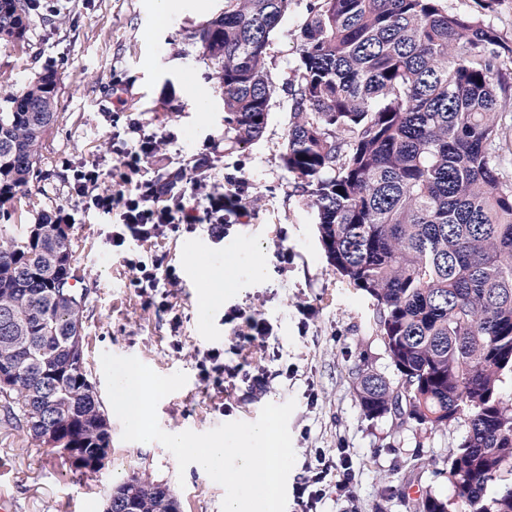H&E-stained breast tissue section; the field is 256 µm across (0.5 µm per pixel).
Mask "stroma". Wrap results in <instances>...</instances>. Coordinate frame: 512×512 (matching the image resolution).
Returning a JSON list of instances; mask_svg holds the SVG:
<instances>
[{"mask_svg":"<svg viewBox=\"0 0 512 512\" xmlns=\"http://www.w3.org/2000/svg\"><path fill=\"white\" fill-rule=\"evenodd\" d=\"M313 3L289 0L266 58L274 88L268 121L261 137L245 146L231 141L222 89L193 38L223 11L224 0H173L164 17L155 0H67L64 13L37 17L24 46L0 45V89L21 90L46 67L60 76L59 118L44 138L29 191L0 210V229L19 232L62 208L70 214L85 365L111 428L103 468L79 470L32 440L0 395V492L15 498L17 512H104L112 488L134 475L166 485L181 512H221L224 489L207 474L191 466L179 470L158 442L144 447L123 441L122 423L110 412L101 363L106 352L136 357L161 375H187L182 389L157 404L167 432L252 423L266 404L295 401L288 427L296 461L288 486L306 477L316 449L332 458L343 446L352 457L348 493L327 486L317 512H407L408 493L426 489L454 501V487L440 470L448 448L463 438L464 424L424 435L398 426L393 416L362 413L357 366L393 382L399 375L377 331L372 299L329 265L306 197L282 160L299 28ZM132 124L162 140L149 172L170 186L169 205L197 184L205 191L241 190L247 212L220 244L202 224L192 233L133 244L135 256H162L180 277L175 285L144 293L133 288L122 255L105 245L103 217L69 195L75 169L94 166L106 174L117 165L112 134ZM284 250L291 254L285 264L278 258ZM199 259L226 269L224 304L207 312L200 307V288L189 282ZM259 266L264 274L257 279ZM231 305L270 320L274 338L240 343L224 321ZM271 346L278 347L280 361H269ZM212 347L223 349L240 377L214 372L201 378L200 361ZM284 367L289 375H281ZM262 369L274 374L269 389L251 392L241 377ZM417 458L425 467L415 471Z\"/></svg>","mask_w":512,"mask_h":512,"instance_id":"obj_1","label":"stroma"}]
</instances>
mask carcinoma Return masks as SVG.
<instances>
[{
	"label": "carcinoma",
	"instance_id": "carcinoma-1",
	"mask_svg": "<svg viewBox=\"0 0 512 512\" xmlns=\"http://www.w3.org/2000/svg\"><path fill=\"white\" fill-rule=\"evenodd\" d=\"M30 0H0V43L25 41ZM288 0H224L195 34L224 93L233 140L259 139L273 87L271 37ZM0 92V206L28 191L58 119L57 72ZM283 162L308 198L328 263L375 305L397 383L365 368L369 418L422 433L459 421L448 449L457 512H512V180L501 142L512 104V47L481 13L446 0H319L300 28ZM72 249L43 215L0 236V394L43 444L108 448L110 425L69 337L83 307L60 295ZM111 494L134 512H174L161 485L132 476ZM409 512H448L425 493Z\"/></svg>",
	"mask_w": 512,
	"mask_h": 512
}]
</instances>
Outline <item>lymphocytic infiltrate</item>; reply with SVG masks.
<instances>
[{
    "label": "lymphocytic infiltrate",
    "instance_id": "obj_1",
    "mask_svg": "<svg viewBox=\"0 0 512 512\" xmlns=\"http://www.w3.org/2000/svg\"><path fill=\"white\" fill-rule=\"evenodd\" d=\"M158 147L155 136L141 133L129 142H122L118 150L123 156L119 169L110 177L115 189L90 194L89 189L102 178L99 170H80L74 175L70 196L75 202L90 203L96 212L107 217L109 231L106 240L113 251H122L132 243L148 241L160 236L191 230L194 225L208 227L213 242H223L228 230V216L243 217L244 209L238 198L221 192L203 194V202L192 207L171 208L165 204L166 190L157 178L141 175L144 163L152 158ZM337 463L318 457L314 475L296 486L295 496L305 512H312L325 491L323 483L331 472H338L337 491H347L351 482L352 459L348 449L337 451Z\"/></svg>",
    "mask_w": 512,
    "mask_h": 512
}]
</instances>
